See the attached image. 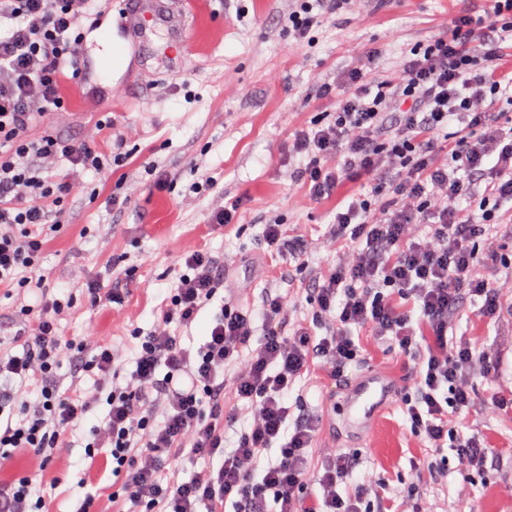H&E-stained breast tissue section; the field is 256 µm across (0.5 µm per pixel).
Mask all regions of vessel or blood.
<instances>
[{"mask_svg": "<svg viewBox=\"0 0 512 512\" xmlns=\"http://www.w3.org/2000/svg\"><path fill=\"white\" fill-rule=\"evenodd\" d=\"M139 24L144 31L152 25L166 28L178 52L188 54L189 28L185 22L176 19L169 5L163 4L162 0H153L147 13L141 15ZM398 390L399 384L393 376L372 368L351 382L342 395L336 398L333 407L343 416L349 428L361 434L372 426L381 406Z\"/></svg>", "mask_w": 512, "mask_h": 512, "instance_id": "b4317fda", "label": "vessel or blood"}]
</instances>
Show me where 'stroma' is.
I'll return each instance as SVG.
<instances>
[{
	"instance_id": "35a3bbf8",
	"label": "stroma",
	"mask_w": 512,
	"mask_h": 512,
	"mask_svg": "<svg viewBox=\"0 0 512 512\" xmlns=\"http://www.w3.org/2000/svg\"><path fill=\"white\" fill-rule=\"evenodd\" d=\"M189 17L191 49L179 57L165 30L137 44L125 71L105 74L96 52L100 39L86 41L85 74L65 81V110L42 114L33 134L51 131L64 138L106 144L122 136L128 154L124 166L104 175L80 173L81 188L64 203V228L49 237L42 265L48 269L53 295H71L73 307L61 321L67 338L90 345L108 343L123 352L124 368L133 371V328L151 329L169 296L185 255L204 249L224 260V296L259 307L267 289L297 296L295 317L309 310L302 295L309 277L336 258L328 226L363 179L342 183L319 200L309 199L295 181L288 158V138L296 128L335 111L321 87H336L344 71L362 64L378 50L377 78L394 77L402 59L418 43L448 34L451 0H351L299 40L288 31L292 0H179ZM112 127L99 129L100 113ZM163 167L166 180L154 186L145 171L149 161ZM215 187L196 195L189 186L202 177ZM128 199L112 207L113 196ZM239 201L235 222L210 226L211 210ZM285 224L301 236V259L272 256L259 238L265 222ZM126 285L122 304L91 307L86 280L111 287L114 276ZM512 321L494 324L477 306L467 305L455 328L463 336L491 344ZM361 360L345 377L379 367L398 377L401 389L413 391L412 359L392 351L373 336H360ZM498 374L477 381L478 398L469 416L449 418V425L479 432L492 452L482 470L469 469L456 455L442 456L416 434L400 401L379 415L366 435L353 434L334 413L331 396L340 385L322 367L298 379L288 404L318 417L322 426L307 458L308 506L322 501L316 475L322 461L336 452L358 451L362 463L354 481L376 489L395 508L413 495L420 512H512V412L491 407L495 397H512V352L502 351ZM81 387L98 399L94 414L81 421L56 449L50 463L17 448L0 458V484L26 473L37 474L45 495V512H76L86 495H94L97 512H126L113 500L112 459L107 453L86 457L90 432L107 411L92 378Z\"/></svg>"
}]
</instances>
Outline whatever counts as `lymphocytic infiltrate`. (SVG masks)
<instances>
[{
    "label": "lymphocytic infiltrate",
    "instance_id": "obj_1",
    "mask_svg": "<svg viewBox=\"0 0 512 512\" xmlns=\"http://www.w3.org/2000/svg\"><path fill=\"white\" fill-rule=\"evenodd\" d=\"M350 0H295L288 27L304 37L323 15ZM101 0H0V287L17 288L23 328L8 335L21 353H0V456L26 448L50 462L74 423L92 414L97 399L79 383L96 373L112 381L108 411L85 446L87 457L108 451L116 478L113 497L130 512H199L200 505L232 503L234 512H310L305 506L306 450L319 423L293 414L288 393L313 365L343 377L359 356L353 333L389 341L415 356V395L406 398L411 428L431 447L451 446L470 467L484 468L489 450L448 424L449 414L473 411L476 380L493 374L498 355L489 346L451 334L465 303L480 302L489 318L502 310L512 288V265L493 241L500 210L512 202V130L500 97L512 99V77L501 70L503 45L512 41V0H463L449 35L411 50L399 77L379 81L371 64L349 70L326 121L295 131L288 146L299 156L295 180L314 199L343 181L368 177L337 211L331 231L353 242L352 252L314 280L307 320L291 317L290 300L266 293L260 310L223 301L205 342L195 350L180 332L224 288V262L204 250L184 268L155 326L134 332L135 368L121 379L118 355L107 344L86 346L61 336L72 302L23 294L42 289L41 266L51 234L63 226L60 207L76 190L54 169L65 161L96 175L123 165L121 141L102 149L30 129L41 113L63 109L65 75L80 78L86 21ZM460 122L450 131L452 122ZM501 265L503 276L486 270ZM424 323L429 342L419 340ZM72 384L61 389L59 370ZM34 399H18L15 384ZM234 388L253 420L235 448L224 447V392ZM276 460L261 463L263 451ZM204 461L186 480L169 476L162 453ZM356 452L328 458L318 483L323 512H386L383 496L349 480ZM27 474L0 486V512H43L44 498Z\"/></svg>",
    "mask_w": 512,
    "mask_h": 512
}]
</instances>
